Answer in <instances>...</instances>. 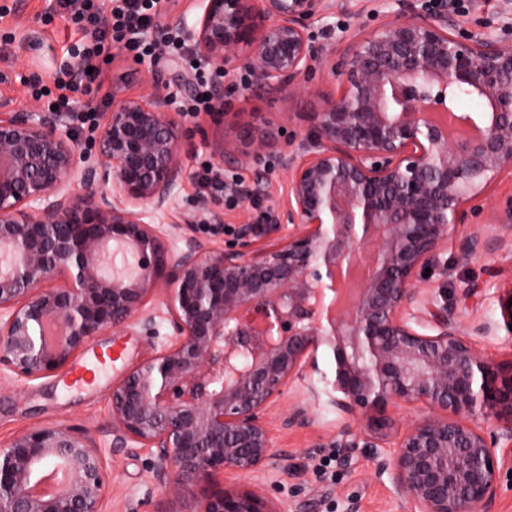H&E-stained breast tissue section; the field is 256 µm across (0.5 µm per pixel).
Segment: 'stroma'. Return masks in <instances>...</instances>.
Returning <instances> with one entry per match:
<instances>
[{
  "mask_svg": "<svg viewBox=\"0 0 512 512\" xmlns=\"http://www.w3.org/2000/svg\"><path fill=\"white\" fill-rule=\"evenodd\" d=\"M333 17L313 21L311 32L316 43L354 32L364 34L395 20L391 9H375L372 0H336ZM459 27L465 32L496 28L512 21V0H457ZM78 33L56 13L54 0H0V111H11L30 104L24 83L37 74L52 83L59 68L69 65ZM112 59L90 85H78L74 97L84 103L100 105L113 94L116 82H123L122 96H134L147 89L142 72L136 68L134 52L115 48ZM342 79L317 73L310 83L292 94L253 92L235 97L224 121H213L206 112H178L177 120L185 130L180 150L188 177L178 191L174 205L160 214L162 224L183 223L188 212L200 201H207L215 224H256L263 203L244 201L235 206L224 203L223 196L201 185L206 167L216 166L217 149L243 156V164L232 171L245 183L264 180L267 198L283 201L287 173L281 164L280 125L290 113L316 111L323 97L340 96ZM265 140L266 152L252 156L251 148L240 136L241 129ZM475 224L512 223V172L499 174L486 192L473 200ZM502 273L490 277L489 266ZM435 279L456 316L464 322L499 319L500 310L491 299L498 290L512 283V253H497L482 260H462L457 241H449L435 259ZM478 282V296L463 298L462 282ZM158 336L136 331H109L93 337L89 345L96 349L120 347L122 356L99 375L95 386L65 388L61 375L25 384L0 379V443L8 442L18 431L48 424H70L87 430L100 446L110 476L104 512H194L197 503L210 490L243 489L257 483H275L276 501L287 512H346L349 501H356L358 512H409L399 502L387 477L374 473L373 451L355 448L339 454L334 448L317 447L319 437L343 428L357 429L355 420L342 416L331 405L319 375L296 379L291 394H299L313 418L309 426L288 429L283 425L287 404L273 410L270 430L276 452L286 453V460H273L263 472L254 475L225 473L212 486L191 488L184 498L171 500L153 477L155 458L146 448H124L114 443L108 398L113 383L136 363L151 357L167 339L166 323H159Z\"/></svg>",
  "mask_w": 512,
  "mask_h": 512,
  "instance_id": "stroma-1",
  "label": "stroma"
}]
</instances>
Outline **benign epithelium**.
Masks as SVG:
<instances>
[{
    "label": "benign epithelium",
    "mask_w": 512,
    "mask_h": 512,
    "mask_svg": "<svg viewBox=\"0 0 512 512\" xmlns=\"http://www.w3.org/2000/svg\"><path fill=\"white\" fill-rule=\"evenodd\" d=\"M195 0L198 16L170 25L198 61L250 72L248 91L292 93L336 55L316 46L311 22L336 0ZM349 41L344 90L302 121L282 159L286 200L265 225H224L203 210L179 237L155 221L187 177L180 123L155 66L137 64L153 90L112 103L90 148L53 112L0 113V370L18 381L64 370L95 335L138 327L170 340L131 366L109 395L112 433L149 448L168 496L218 474L259 473L275 459L267 417L290 384L318 373L330 403L359 421L316 448H381L376 472L411 512H492L512 471V360L494 363L472 337L498 323H465L426 268L468 205L512 170V44L493 31L464 34L455 13L432 9ZM472 94L478 115L454 111ZM279 240L256 246L259 229ZM512 244L477 227L461 257ZM166 284L165 313L148 307ZM512 325V284L494 296ZM333 362L320 369L318 354ZM426 413L392 435V407ZM494 418L481 427L476 414ZM311 423L289 405L288 427ZM57 489L35 491L44 473ZM105 459L81 429L50 424L0 446V512H102ZM196 512H285L260 484L221 491Z\"/></svg>",
    "instance_id": "obj_1"
}]
</instances>
